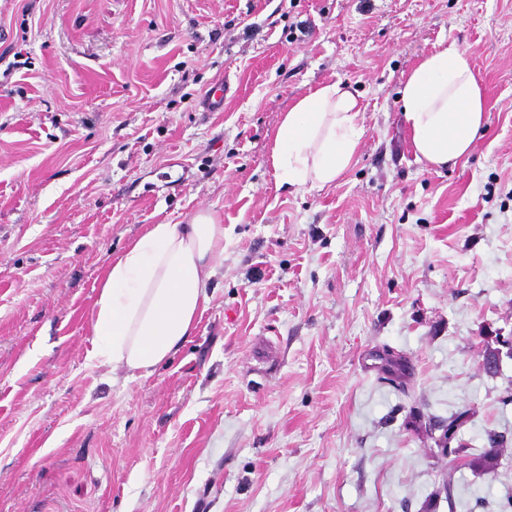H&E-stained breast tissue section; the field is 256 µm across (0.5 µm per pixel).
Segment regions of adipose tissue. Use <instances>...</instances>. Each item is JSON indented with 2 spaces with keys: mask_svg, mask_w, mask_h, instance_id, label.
<instances>
[{
  "mask_svg": "<svg viewBox=\"0 0 512 512\" xmlns=\"http://www.w3.org/2000/svg\"><path fill=\"white\" fill-rule=\"evenodd\" d=\"M417 161L435 168L467 156L486 125L481 81L468 55L447 43L408 76L401 94ZM357 95L335 81L317 85L283 116L271 161L288 185L333 183L352 163L362 134ZM224 254V227L210 212L187 224H154L112 261L91 321V356L113 372L144 378L192 336L210 301L208 283Z\"/></svg>",
  "mask_w": 512,
  "mask_h": 512,
  "instance_id": "obj_1",
  "label": "adipose tissue"
}]
</instances>
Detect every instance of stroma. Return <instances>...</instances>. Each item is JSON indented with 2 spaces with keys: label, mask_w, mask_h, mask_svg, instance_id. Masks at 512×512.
<instances>
[{
  "label": "stroma",
  "mask_w": 512,
  "mask_h": 512,
  "mask_svg": "<svg viewBox=\"0 0 512 512\" xmlns=\"http://www.w3.org/2000/svg\"><path fill=\"white\" fill-rule=\"evenodd\" d=\"M450 41L488 121L439 169L400 97ZM338 80L357 154L295 190L276 130ZM200 211L224 256L193 336L147 379L99 366L112 260ZM506 339L512 0H0V512H512ZM468 409L452 468L428 422Z\"/></svg>",
  "instance_id": "stroma-1"
}]
</instances>
